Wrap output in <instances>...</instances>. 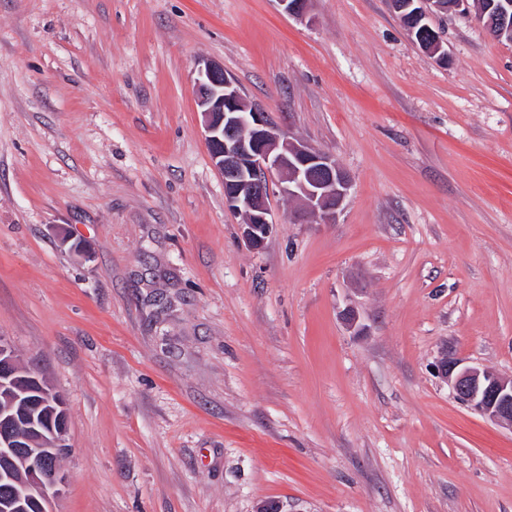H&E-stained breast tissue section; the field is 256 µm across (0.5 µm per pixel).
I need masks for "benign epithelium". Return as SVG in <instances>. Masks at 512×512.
<instances>
[{
	"label": "benign epithelium",
	"mask_w": 512,
	"mask_h": 512,
	"mask_svg": "<svg viewBox=\"0 0 512 512\" xmlns=\"http://www.w3.org/2000/svg\"><path fill=\"white\" fill-rule=\"evenodd\" d=\"M288 15L307 18L308 0H278ZM418 6L406 18L408 34L429 33L426 20L438 9L436 0H415ZM475 18L499 37L512 36V0H492ZM197 106L210 148L211 160L224 177V204L241 216L242 236L253 250L261 249L273 229L270 219L271 186L300 204V213L311 224H332L345 202L350 178L327 153L286 136L268 119L267 113L249 104L235 81L214 61H205L196 79ZM438 372L454 396L487 420L512 428V377L503 378L489 370L442 356ZM12 347L0 337V390L20 377ZM3 419L0 425V460L23 466L25 476L15 495L27 510L47 512L59 493L62 470L50 458L35 450L19 451L20 444ZM41 435L50 449L65 448L67 417L52 411L44 420Z\"/></svg>",
	"instance_id": "7a95c632"
}]
</instances>
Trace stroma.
Listing matches in <instances>:
<instances>
[{
    "instance_id": "stroma-1",
    "label": "stroma",
    "mask_w": 512,
    "mask_h": 512,
    "mask_svg": "<svg viewBox=\"0 0 512 512\" xmlns=\"http://www.w3.org/2000/svg\"><path fill=\"white\" fill-rule=\"evenodd\" d=\"M0 0V336L68 413L55 512H512V43L389 0ZM223 65L351 189L249 248L195 81ZM353 307L360 331L341 314ZM409 3L410 6H412L413 4L415 6H418V9L410 13L409 16L406 18V21L408 23L407 31L408 34L413 38L416 29L419 27V34L417 35V37L418 39H420L421 37L429 33V25L426 23L421 24L422 21L432 18V15L434 14L433 10H437L439 4L437 1L434 0H410ZM414 40L420 48H423V45L415 37ZM438 372L454 396L487 420L512 428V377L503 378L444 355Z\"/></svg>"
}]
</instances>
